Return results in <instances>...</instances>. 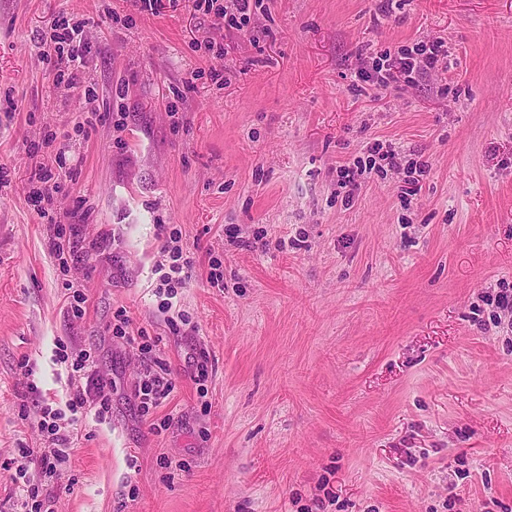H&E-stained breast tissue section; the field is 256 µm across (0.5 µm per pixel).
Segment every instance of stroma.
<instances>
[{
	"mask_svg": "<svg viewBox=\"0 0 512 512\" xmlns=\"http://www.w3.org/2000/svg\"><path fill=\"white\" fill-rule=\"evenodd\" d=\"M63 17L89 49L78 89L54 77ZM435 39L448 72L351 90L369 55ZM377 142L402 168L347 193L340 166ZM1 164L0 512H24L27 478L52 512H512L491 303L512 289V0H262L243 31L192 0H0ZM41 165L91 260L51 253ZM163 224L194 261L177 335ZM122 309L154 355L108 335ZM60 342L91 352L112 412L22 479L6 461L53 447L43 408L68 399ZM155 356L175 383L158 434L132 396Z\"/></svg>",
	"mask_w": 512,
	"mask_h": 512,
	"instance_id": "stroma-1",
	"label": "stroma"
}]
</instances>
